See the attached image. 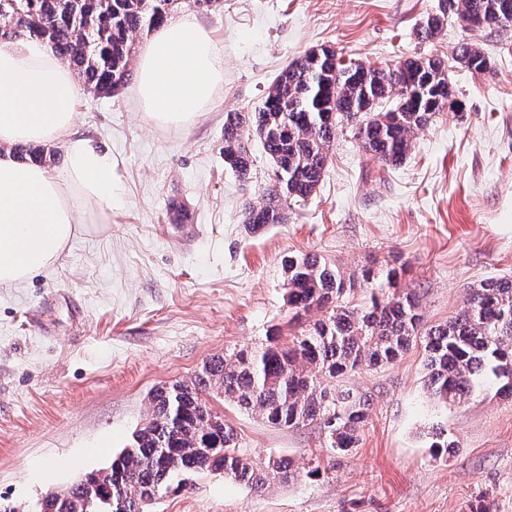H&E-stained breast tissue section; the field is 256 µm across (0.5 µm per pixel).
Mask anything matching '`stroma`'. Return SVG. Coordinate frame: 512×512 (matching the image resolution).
Instances as JSON below:
<instances>
[{"label": "stroma", "mask_w": 512, "mask_h": 512, "mask_svg": "<svg viewBox=\"0 0 512 512\" xmlns=\"http://www.w3.org/2000/svg\"><path fill=\"white\" fill-rule=\"evenodd\" d=\"M440 0H223L198 12L224 81L186 128H159L132 85L81 90L80 132L117 160L126 208L80 225L58 265L0 288V507L33 512L47 494L108 467L150 415L149 395L212 357L260 344L288 323L282 262L316 256L357 273L406 262L427 325L455 317L469 288L512 277V26L473 29L448 16L421 41ZM468 42L492 59L477 75L455 60ZM332 47L365 65L441 59L461 104L417 131L406 160H366L338 133L316 192L284 224L252 234L275 168L259 142L241 181L224 163V115L258 108L277 73ZM421 346L347 376L369 400L352 453L328 462L319 424L277 428L222 401L212 407L251 458L291 459L294 479L262 490L220 473L174 478L144 512H512V398L490 381L455 404L426 386ZM446 429L453 455L431 448Z\"/></svg>", "instance_id": "35a3bbf8"}]
</instances>
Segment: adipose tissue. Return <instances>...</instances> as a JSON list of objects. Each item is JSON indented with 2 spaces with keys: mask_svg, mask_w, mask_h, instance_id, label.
<instances>
[{
  "mask_svg": "<svg viewBox=\"0 0 512 512\" xmlns=\"http://www.w3.org/2000/svg\"><path fill=\"white\" fill-rule=\"evenodd\" d=\"M224 70L195 15L157 29L136 61V94L159 127L194 122L212 104ZM74 70L43 39L0 41V288L58 263L84 215L127 205L117 161L80 137ZM55 143L62 169L16 160L12 147Z\"/></svg>",
  "mask_w": 512,
  "mask_h": 512,
  "instance_id": "1",
  "label": "adipose tissue"
}]
</instances>
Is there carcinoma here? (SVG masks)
<instances>
[{
	"instance_id": "obj_1",
	"label": "carcinoma",
	"mask_w": 512,
	"mask_h": 512,
	"mask_svg": "<svg viewBox=\"0 0 512 512\" xmlns=\"http://www.w3.org/2000/svg\"><path fill=\"white\" fill-rule=\"evenodd\" d=\"M505 0H441L439 13L419 24L423 40L436 38L454 14L475 27L512 26ZM179 0H21L0 6V28L14 27L45 39L77 70L83 83L110 96L125 85L139 34L161 25ZM456 61L475 74L491 71L482 49L463 44ZM447 71L437 58L414 56L394 67L343 62L331 47L304 52L274 79L256 112L224 118V162L243 180L250 175L248 142L257 139L280 175L263 192L264 204L246 206L244 224L257 231L288 219V202L312 195L330 160L338 129L349 127L370 160L396 167L408 155L416 131L457 104ZM291 321L299 333L283 343L235 349L204 363L189 379L161 386L150 396L149 421L130 447L104 471L89 474L46 496L39 512H112L109 501L125 496L123 512H140L143 500L169 488L179 474L222 470L253 489L294 474L279 457L257 462L240 451V437L209 404L216 394L268 423L298 428L336 417L325 429L331 457L358 446L368 399L344 385L326 384L363 368L393 363L413 343L423 345L430 394L445 404L480 394L488 376L497 393L512 396V278H489L469 289L465 308L448 322L426 326L419 300L398 288L392 267L345 276L317 257L284 261ZM365 292L360 305L351 296Z\"/></svg>"
}]
</instances>
